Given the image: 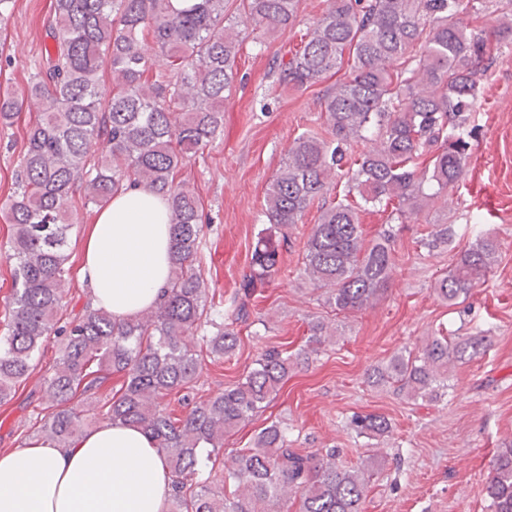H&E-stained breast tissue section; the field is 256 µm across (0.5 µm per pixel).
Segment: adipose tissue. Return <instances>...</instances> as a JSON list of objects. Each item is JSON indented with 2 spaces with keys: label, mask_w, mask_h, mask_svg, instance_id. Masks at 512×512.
<instances>
[{
  "label": "adipose tissue",
  "mask_w": 512,
  "mask_h": 512,
  "mask_svg": "<svg viewBox=\"0 0 512 512\" xmlns=\"http://www.w3.org/2000/svg\"><path fill=\"white\" fill-rule=\"evenodd\" d=\"M172 251L166 197L134 186L91 225L81 280L97 307L127 319L156 305ZM169 490L154 440L134 425H101L72 448L0 451V512H166Z\"/></svg>",
  "instance_id": "ef3b65f1"
}]
</instances>
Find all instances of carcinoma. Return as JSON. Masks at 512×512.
<instances>
[{
  "mask_svg": "<svg viewBox=\"0 0 512 512\" xmlns=\"http://www.w3.org/2000/svg\"><path fill=\"white\" fill-rule=\"evenodd\" d=\"M487 0H332L307 28L292 57L279 65V84L307 88L339 71L349 75L325 94L326 134L305 132L288 148L265 197L267 227L258 234L241 293L224 322V297L209 296L200 269L203 209L178 180L184 165L224 132V97L237 79L242 31L225 23L226 0H54L53 50L30 77L39 99L9 199L12 288L0 336V404L33 370L46 339L61 336V356L46 382L49 405L34 430L70 448L88 418L139 426L155 441L171 475L167 512H363L370 476L338 462L336 449L302 453L273 422L224 464V435L265 410L298 365L318 354L324 324L311 326L293 354L265 351L245 377L179 417L166 399L198 382L203 354L222 358L239 343L258 289L280 271L287 230L314 203L319 223L305 245L304 273L326 290L332 311L346 314L386 291L396 254L391 234L365 242L359 212L391 209L403 224L460 188L470 156L471 113L483 77L512 40V18L493 30L474 26ZM298 0H241L246 20L263 34L294 26ZM113 77L101 88L105 72ZM353 141L375 145L356 153ZM347 177L339 193L332 172ZM129 183L169 202L172 269L153 308L115 321L86 305L59 324L69 277L68 244L76 219L72 196L102 208ZM452 224H435L421 239L429 249L453 241ZM497 243L477 228L435 290L457 304L492 272ZM205 350L194 347L195 338ZM487 348L484 336L428 339L422 354L404 350L373 368L374 385L393 384L412 398L438 396L448 364ZM120 384L98 409L95 397L112 377ZM360 435L388 432L385 417L357 415ZM486 492L492 512H512V442L494 459Z\"/></svg>",
  "mask_w": 512,
  "mask_h": 512,
  "instance_id": "obj_1",
  "label": "carcinoma"
}]
</instances>
